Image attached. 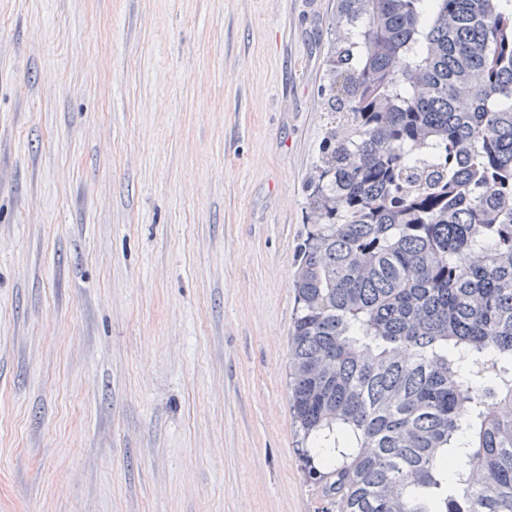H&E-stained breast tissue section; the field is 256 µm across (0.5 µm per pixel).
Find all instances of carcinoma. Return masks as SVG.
<instances>
[{
  "mask_svg": "<svg viewBox=\"0 0 512 512\" xmlns=\"http://www.w3.org/2000/svg\"><path fill=\"white\" fill-rule=\"evenodd\" d=\"M289 407L340 512H512V0H337ZM424 151H418V147Z\"/></svg>",
  "mask_w": 512,
  "mask_h": 512,
  "instance_id": "cac0c4a2",
  "label": "carcinoma"
}]
</instances>
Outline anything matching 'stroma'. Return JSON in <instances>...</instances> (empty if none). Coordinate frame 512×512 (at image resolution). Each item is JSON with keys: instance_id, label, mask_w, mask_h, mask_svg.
<instances>
[{"instance_id": "1", "label": "stroma", "mask_w": 512, "mask_h": 512, "mask_svg": "<svg viewBox=\"0 0 512 512\" xmlns=\"http://www.w3.org/2000/svg\"><path fill=\"white\" fill-rule=\"evenodd\" d=\"M336 0H0V512H338L288 402Z\"/></svg>"}]
</instances>
